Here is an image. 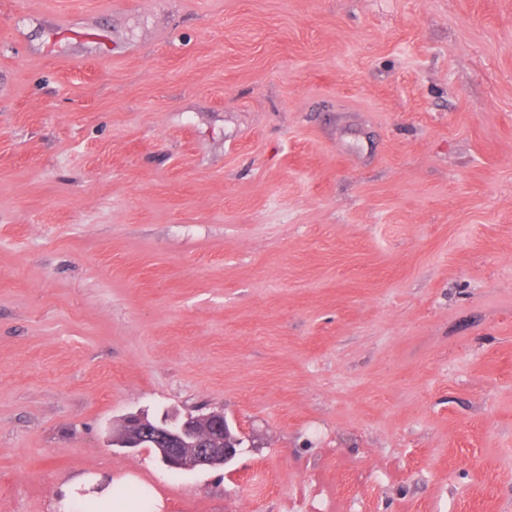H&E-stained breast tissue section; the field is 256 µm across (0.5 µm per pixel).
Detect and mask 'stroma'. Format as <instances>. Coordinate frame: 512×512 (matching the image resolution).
<instances>
[{
  "label": "stroma",
  "mask_w": 512,
  "mask_h": 512,
  "mask_svg": "<svg viewBox=\"0 0 512 512\" xmlns=\"http://www.w3.org/2000/svg\"><path fill=\"white\" fill-rule=\"evenodd\" d=\"M79 478L512 512V0H0V512ZM244 436L223 412L184 417L163 414L130 415L123 428L112 433L116 448H148L173 471L194 468H223L241 453Z\"/></svg>",
  "instance_id": "stroma-1"
}]
</instances>
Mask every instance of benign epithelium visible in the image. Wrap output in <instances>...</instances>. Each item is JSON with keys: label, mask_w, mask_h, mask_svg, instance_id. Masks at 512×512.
Instances as JSON below:
<instances>
[{"label": "benign epithelium", "mask_w": 512, "mask_h": 512, "mask_svg": "<svg viewBox=\"0 0 512 512\" xmlns=\"http://www.w3.org/2000/svg\"><path fill=\"white\" fill-rule=\"evenodd\" d=\"M244 436L224 413L162 415L155 420L146 414L130 415L123 428L112 434L116 448H148L173 471L221 468L241 453Z\"/></svg>", "instance_id": "benign-epithelium-1"}]
</instances>
